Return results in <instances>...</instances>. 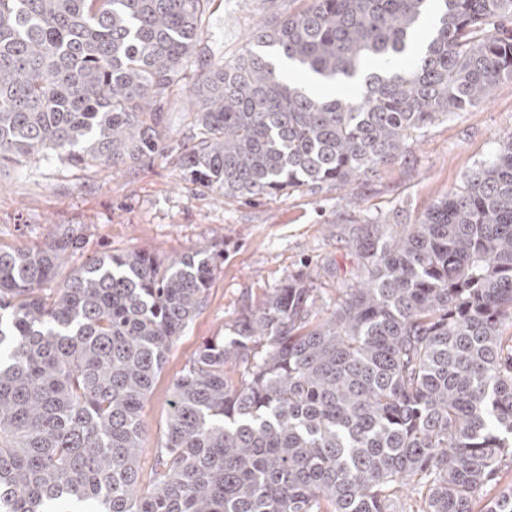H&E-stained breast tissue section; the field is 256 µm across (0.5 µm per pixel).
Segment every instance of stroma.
I'll return each instance as SVG.
<instances>
[{
    "mask_svg": "<svg viewBox=\"0 0 512 512\" xmlns=\"http://www.w3.org/2000/svg\"><path fill=\"white\" fill-rule=\"evenodd\" d=\"M303 0H211L203 43L232 60L253 23L302 7ZM199 75L188 66L164 103L162 154L112 170L80 169L56 155L24 167L0 169V245L42 244L58 224L86 227L75 269L101 252L146 251L159 259L180 257L204 241L224 250L207 300L173 344L143 409L146 433L141 477L149 479L166 426L173 387L199 345L229 334L245 310L259 307L288 276L305 274L321 290V304L336 296L337 276L356 264L353 237L365 216L418 217L465 174L492 159L500 137L512 131V81L489 101L431 125L405 161L336 189L299 187L243 202L218 189L186 182L178 160L192 143L189 91Z\"/></svg>",
    "mask_w": 512,
    "mask_h": 512,
    "instance_id": "1",
    "label": "stroma"
}]
</instances>
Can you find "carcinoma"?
I'll list each match as a JSON object with an SVG mask.
<instances>
[{
	"label": "carcinoma",
	"mask_w": 512,
	"mask_h": 512,
	"mask_svg": "<svg viewBox=\"0 0 512 512\" xmlns=\"http://www.w3.org/2000/svg\"><path fill=\"white\" fill-rule=\"evenodd\" d=\"M307 2L226 62L202 46L209 0H0V167L162 153L165 94L200 58L184 180L245 201L351 186L512 81V0ZM360 223L328 315L296 274L199 346L146 484L144 402L223 250L104 253L61 280L84 225L0 246V512H400L413 482L423 512H473L512 458V133L414 222ZM484 512H512V487Z\"/></svg>",
	"instance_id": "1"
}]
</instances>
